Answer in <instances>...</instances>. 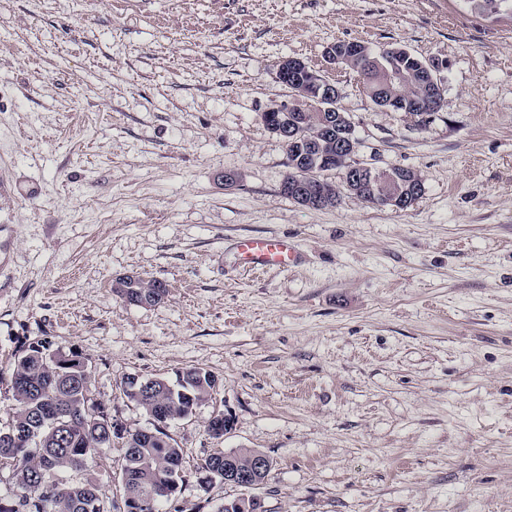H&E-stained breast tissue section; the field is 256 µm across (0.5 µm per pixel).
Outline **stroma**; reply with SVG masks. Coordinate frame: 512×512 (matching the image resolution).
I'll return each mask as SVG.
<instances>
[{
	"instance_id": "1",
	"label": "stroma",
	"mask_w": 512,
	"mask_h": 512,
	"mask_svg": "<svg viewBox=\"0 0 512 512\" xmlns=\"http://www.w3.org/2000/svg\"><path fill=\"white\" fill-rule=\"evenodd\" d=\"M392 44L442 62L422 120L374 105L327 47ZM334 83L356 159L419 172L407 209L283 195L288 154L264 112L280 61ZM239 182L224 187L221 175ZM285 236V270L244 271L233 244ZM168 286L124 302L119 277ZM51 341L134 431L126 378L201 367L212 399L167 433L177 505L217 450L273 467L261 512H512V16L465 0H0V427L12 355ZM232 432L212 438L211 416Z\"/></svg>"
}]
</instances>
